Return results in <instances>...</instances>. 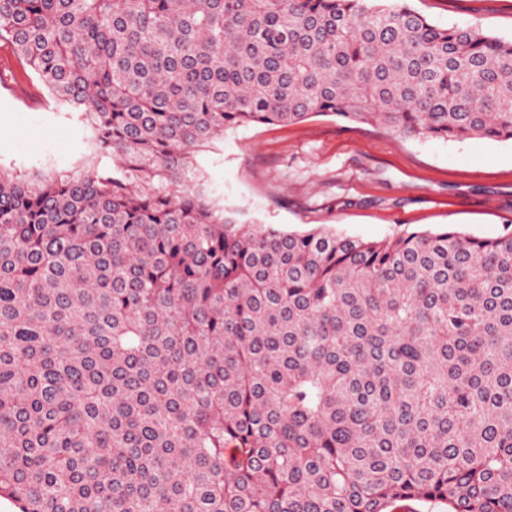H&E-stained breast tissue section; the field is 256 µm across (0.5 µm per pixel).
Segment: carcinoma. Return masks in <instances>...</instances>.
Instances as JSON below:
<instances>
[{
    "label": "carcinoma",
    "instance_id": "1",
    "mask_svg": "<svg viewBox=\"0 0 512 512\" xmlns=\"http://www.w3.org/2000/svg\"><path fill=\"white\" fill-rule=\"evenodd\" d=\"M90 153L0 170L18 512H512V233L246 224L197 156L313 116L512 142V41L409 0H0Z\"/></svg>",
    "mask_w": 512,
    "mask_h": 512
}]
</instances>
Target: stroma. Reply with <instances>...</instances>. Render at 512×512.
Wrapping results in <instances>:
<instances>
[{"mask_svg":"<svg viewBox=\"0 0 512 512\" xmlns=\"http://www.w3.org/2000/svg\"><path fill=\"white\" fill-rule=\"evenodd\" d=\"M441 26L479 27L512 40V0H410ZM28 98L0 95V169H71L89 131L46 102L23 70ZM211 197L241 220L289 230L324 228L381 240L412 231L475 237L512 232V144L402 139L380 126L316 116L227 130L198 156Z\"/></svg>","mask_w":512,"mask_h":512,"instance_id":"1","label":"stroma"}]
</instances>
